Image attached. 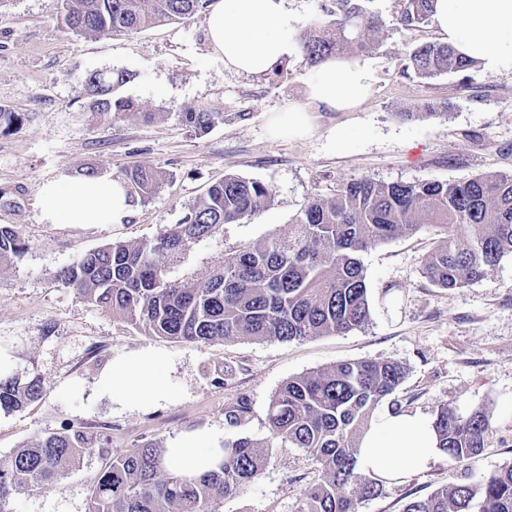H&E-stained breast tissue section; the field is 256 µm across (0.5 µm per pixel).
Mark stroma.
I'll return each mask as SVG.
<instances>
[{"label":"stroma","instance_id":"35a3bbf8","mask_svg":"<svg viewBox=\"0 0 512 512\" xmlns=\"http://www.w3.org/2000/svg\"><path fill=\"white\" fill-rule=\"evenodd\" d=\"M375 6L383 26L375 49L361 57L374 74L369 99L351 112L308 105L303 126L281 135L274 130L278 113L308 104L314 70L302 54L274 71L238 73L212 53L202 12L129 34L80 37L58 24L61 0H0V108L16 115L0 127V224L16 225L30 244L22 258L0 263V348L14 358L13 375L36 376L46 385L28 407L0 410V459L70 429L92 434L98 445L56 483L14 495L0 503V512H86L110 455L148 441L170 448L197 435L220 448L235 433L266 437L269 401L289 378L367 358L405 367L397 397L410 411L430 417L442 404L491 409L496 431L473 478L512 462V256L481 281L434 287L422 263L442 236L437 225L363 253L368 325L302 341L193 343L152 336L57 281L62 268L89 250L153 239L227 174L265 184L271 206L191 244L175 273H201L218 256L262 244L292 222L310 195L332 197L343 180L465 181L512 173V75L418 78L405 68L408 54L436 41L437 33L429 25L403 28L396 0ZM97 70L128 71L131 78L117 93L138 102L141 114L116 120L90 111L84 78ZM428 100L446 103L445 113L415 118ZM189 110L224 118L200 133L180 119ZM137 165L158 168L165 180L150 198L133 195L124 223L42 222V183L87 166L115 179ZM391 287L398 291L395 310L382 301ZM145 348L160 353L172 399L122 407L102 396V370ZM243 397L250 412L239 429H229L224 411ZM464 470L440 456L408 482L385 485L382 495L359 503L358 512H403L410 501L459 482ZM319 478L301 449L273 448L260 477L217 508L295 512L304 489Z\"/></svg>","mask_w":512,"mask_h":512}]
</instances>
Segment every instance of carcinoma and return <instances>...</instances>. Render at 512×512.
<instances>
[{"mask_svg": "<svg viewBox=\"0 0 512 512\" xmlns=\"http://www.w3.org/2000/svg\"><path fill=\"white\" fill-rule=\"evenodd\" d=\"M212 0H63L58 23L84 36L124 33L185 19ZM371 0H333L299 36L311 67L337 57H359L375 45L380 15ZM432 0H399L398 23H431ZM409 67L422 79L444 73L468 75L476 62L446 42L415 47ZM125 71L93 72L85 83L93 112L120 119L139 105L116 97ZM446 103L427 101L401 116L435 117ZM204 132L218 112H183ZM124 183L147 198L164 181L163 172L135 167ZM269 188L226 175L208 187L176 224L147 242H115L90 250L59 274L60 283L112 316L148 333L188 342L241 338L280 341L346 333L371 317L361 256L369 248L413 235L422 224H439L444 236L424 257L425 277L436 288L453 289L482 280L488 269L512 254V173L482 174L463 182H378L369 177L340 184L335 196L309 198L294 221L258 246L242 247L214 260L208 273L171 275L159 257H181L190 243L210 238L224 225L266 210ZM30 245L17 227L0 225V261L19 259ZM405 379L391 360L343 362L288 379L268 406L269 436L238 435L224 441V460L198 478L164 468L166 449L147 442L114 455L97 480L87 512H218L220 498L256 480L267 449L301 448L319 465L321 480L303 493L298 512H358L363 500L380 495L388 481L357 469L359 438L376 408ZM45 393L33 377L0 379V410H22ZM242 398L224 411L235 428L249 413ZM439 447L449 457L474 465L496 431L486 406L443 404L433 419ZM93 436L81 430L53 433L0 461V501L11 493L55 482L88 453ZM404 512H512V463L479 480L465 478L408 503Z\"/></svg>", "mask_w": 512, "mask_h": 512, "instance_id": "obj_1", "label": "carcinoma"}]
</instances>
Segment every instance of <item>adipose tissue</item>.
I'll return each instance as SVG.
<instances>
[{"instance_id": "ef3b65f1", "label": "adipose tissue", "mask_w": 512, "mask_h": 512, "mask_svg": "<svg viewBox=\"0 0 512 512\" xmlns=\"http://www.w3.org/2000/svg\"><path fill=\"white\" fill-rule=\"evenodd\" d=\"M432 23L445 42L472 59L484 74H512V0H434ZM298 18L285 0H213L207 16L212 51L227 69L260 74L296 54ZM374 76L365 65L331 59L308 80V98L348 112L368 97ZM41 218L49 224H120L131 203L119 180L72 177L39 188ZM100 387L120 406L151 405L170 399L173 390L153 351L115 358L100 374ZM442 454L432 420L420 413H377L364 433L357 457L359 472L401 483ZM168 462L198 477L217 468L220 448L186 437L167 449Z\"/></svg>"}]
</instances>
